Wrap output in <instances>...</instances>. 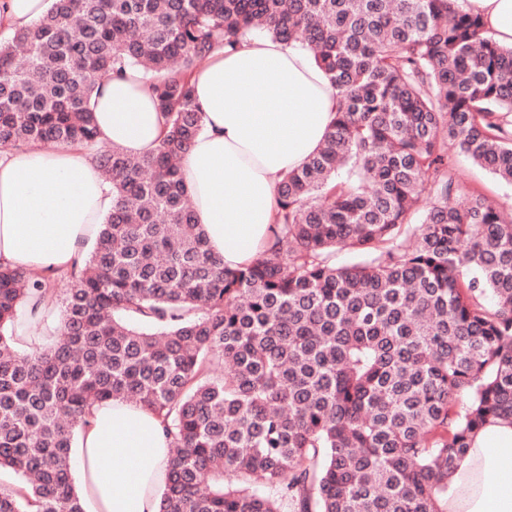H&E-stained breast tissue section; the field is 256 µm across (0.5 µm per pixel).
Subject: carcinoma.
<instances>
[{"label":"carcinoma","instance_id":"carcinoma-1","mask_svg":"<svg viewBox=\"0 0 512 512\" xmlns=\"http://www.w3.org/2000/svg\"><path fill=\"white\" fill-rule=\"evenodd\" d=\"M258 29L301 43L339 107L278 184L274 244L229 269L176 159L191 73ZM128 66L167 117L140 157L89 109ZM449 140L512 182V46L458 0H53L0 40V148L91 151L113 197L81 268L0 265V470L29 479L0 512H83L74 429L112 398L171 437L160 512H441L473 433L512 419V213L461 185ZM31 298L61 304L60 336L20 355Z\"/></svg>","mask_w":512,"mask_h":512}]
</instances>
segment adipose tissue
<instances>
[{
  "label": "adipose tissue",
  "instance_id": "ef3b65f1",
  "mask_svg": "<svg viewBox=\"0 0 512 512\" xmlns=\"http://www.w3.org/2000/svg\"><path fill=\"white\" fill-rule=\"evenodd\" d=\"M512 46V0H459ZM50 0H0V31L40 19ZM201 131L180 167L210 250L230 268L273 242L277 187L321 147L338 107L326 73L301 46L258 34L215 51L190 78ZM100 141L131 156L155 151L165 118L135 68L100 80L90 102ZM112 191L87 151L31 143L0 150V264L53 277L84 260ZM170 455L160 420L141 404L92 405L71 458L85 512H158ZM447 512H512V424L472 438L448 478Z\"/></svg>",
  "mask_w": 512,
  "mask_h": 512
}]
</instances>
